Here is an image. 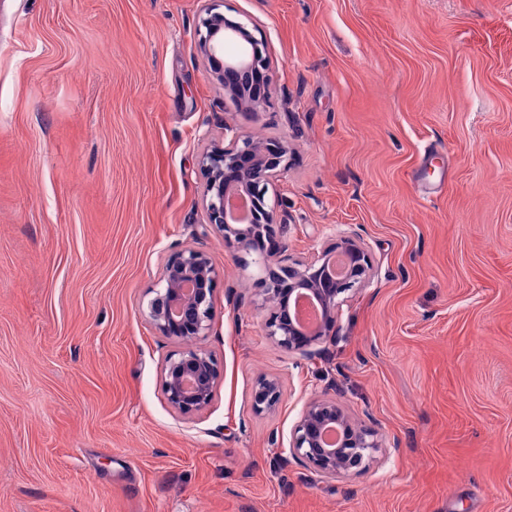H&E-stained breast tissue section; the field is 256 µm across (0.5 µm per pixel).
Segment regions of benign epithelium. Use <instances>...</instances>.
I'll return each mask as SVG.
<instances>
[{"label":"benign epithelium","mask_w":512,"mask_h":512,"mask_svg":"<svg viewBox=\"0 0 512 512\" xmlns=\"http://www.w3.org/2000/svg\"><path fill=\"white\" fill-rule=\"evenodd\" d=\"M219 0H206L198 30V46L224 93L236 95L243 80L260 68H269L263 44L241 23L224 18ZM245 41L249 47L236 57H226L229 42ZM288 165V144L277 140L237 137L229 147L212 146L198 156L203 176L201 204L210 228L224 238L229 249L256 252L263 302L269 314L266 334L281 348L315 357L312 347L334 334L340 307L347 295L369 282L372 264L359 236L338 232L335 242L313 262L292 265L280 260L281 245L272 250L263 242L276 238L278 215L266 203L268 186ZM341 257L344 271L336 272L332 260ZM220 272L208 253L198 247L173 251L153 289L146 316L155 330L180 345L164 366L163 388L169 406L184 416L206 410L223 374L217 357L198 342L210 335L214 324V295ZM306 295L319 305L322 319L313 330L303 328L291 311V301ZM281 400L275 378L257 379L252 392L256 412L269 411ZM329 427L339 431L332 444L323 442ZM382 447L377 433L356 421L335 398L311 400L295 425L289 454L314 471L334 477L361 467Z\"/></svg>","instance_id":"benign-epithelium-1"}]
</instances>
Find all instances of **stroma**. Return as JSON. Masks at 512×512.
Here are the masks:
<instances>
[{
  "label": "stroma",
  "mask_w": 512,
  "mask_h": 512,
  "mask_svg": "<svg viewBox=\"0 0 512 512\" xmlns=\"http://www.w3.org/2000/svg\"><path fill=\"white\" fill-rule=\"evenodd\" d=\"M201 8L0 0V512H512V0H224L270 59L254 110ZM236 135L291 148L286 263L338 230L370 254L319 359L266 336L254 253L207 229L197 157ZM185 246L221 274L192 417L145 315ZM324 394L382 441L356 473L289 455ZM281 388L276 378L257 379L252 392V407L256 412L275 409L281 400Z\"/></svg>",
  "instance_id": "obj_1"
}]
</instances>
